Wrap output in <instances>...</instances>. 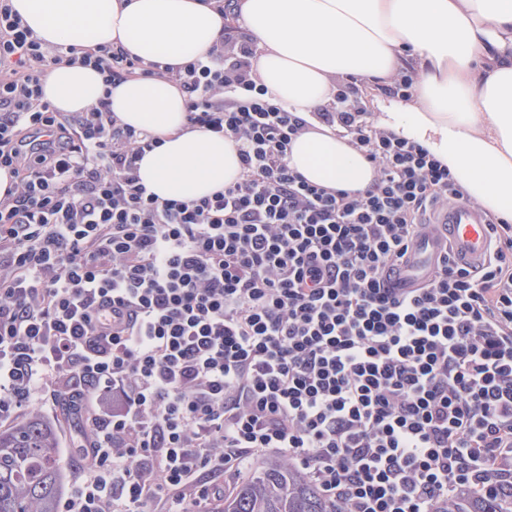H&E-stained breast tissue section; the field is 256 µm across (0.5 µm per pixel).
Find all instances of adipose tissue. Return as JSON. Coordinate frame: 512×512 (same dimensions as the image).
<instances>
[{
  "mask_svg": "<svg viewBox=\"0 0 512 512\" xmlns=\"http://www.w3.org/2000/svg\"><path fill=\"white\" fill-rule=\"evenodd\" d=\"M49 45H123L146 61L182 67L204 58L226 19L204 0H11ZM257 41L253 69L275 102L301 116L326 104L339 76L383 80L412 72L411 98L378 101L377 126L422 145L464 189L512 221V0H237ZM45 100L86 111L101 95L121 123L158 136L139 161L162 200L201 198L238 180L237 145L189 128L185 97L164 80L105 88L79 63L50 68ZM291 166L308 182L365 190L375 171L348 137L318 124L293 140Z\"/></svg>",
  "mask_w": 512,
  "mask_h": 512,
  "instance_id": "1",
  "label": "adipose tissue"
}]
</instances>
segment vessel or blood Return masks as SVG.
Here are the masks:
<instances>
[{
    "label": "vessel or blood",
    "instance_id": "1",
    "mask_svg": "<svg viewBox=\"0 0 512 512\" xmlns=\"http://www.w3.org/2000/svg\"><path fill=\"white\" fill-rule=\"evenodd\" d=\"M490 251L487 215L470 202H456L435 213L428 229L415 240L408 260L399 265L394 285L410 288L431 278L438 258L445 253L475 270L487 261Z\"/></svg>",
    "mask_w": 512,
    "mask_h": 512
}]
</instances>
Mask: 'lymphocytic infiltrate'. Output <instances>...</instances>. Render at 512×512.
<instances>
[{
  "label": "lymphocytic infiltrate",
  "instance_id": "1",
  "mask_svg": "<svg viewBox=\"0 0 512 512\" xmlns=\"http://www.w3.org/2000/svg\"><path fill=\"white\" fill-rule=\"evenodd\" d=\"M253 40L224 27L177 69L120 45L48 46L0 0V423L69 399L82 473L58 512H221L227 472L271 452L336 512H448L512 495V223L477 272L445 254L390 286L427 211L465 200L447 165L366 118L337 84L316 119L375 170L359 193L290 167L307 120L272 102ZM105 85L163 78L187 123L235 141L239 179L159 200L157 137L99 97L61 112L49 66Z\"/></svg>",
  "mask_w": 512,
  "mask_h": 512
}]
</instances>
